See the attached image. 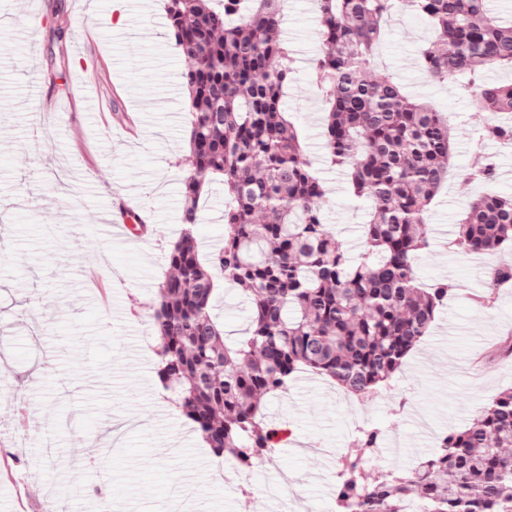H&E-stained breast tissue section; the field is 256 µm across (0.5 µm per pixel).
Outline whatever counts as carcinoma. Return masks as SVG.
<instances>
[{
	"mask_svg": "<svg viewBox=\"0 0 512 512\" xmlns=\"http://www.w3.org/2000/svg\"><path fill=\"white\" fill-rule=\"evenodd\" d=\"M282 0H166L167 29L190 65L182 72L189 117L183 160V229L167 253L153 330L158 376L212 453L250 468L277 432L262 398L302 368L369 399L426 336L452 285L425 287L414 271L427 244L429 205L448 179V121L377 70L384 19L397 0H319L323 52L313 67L326 102L325 137L354 198L370 203L364 254L351 258L324 223L326 190L281 107L292 79L279 38ZM435 41L419 54L440 80L466 79L483 112L512 113V22L487 0H411ZM483 138L512 142L490 120ZM224 185V241L212 268L195 228L204 188ZM464 254L512 251V195L474 198L456 224ZM252 306L248 335L229 344L212 312L214 272ZM512 284V264L492 268L489 292ZM379 432L368 429L339 464L336 512H512V388L412 470L370 471Z\"/></svg>",
	"mask_w": 512,
	"mask_h": 512,
	"instance_id": "obj_1",
	"label": "carcinoma"
}]
</instances>
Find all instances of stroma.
I'll list each match as a JSON object with an SVG mask.
<instances>
[{"label":"stroma","instance_id":"obj_1","mask_svg":"<svg viewBox=\"0 0 512 512\" xmlns=\"http://www.w3.org/2000/svg\"><path fill=\"white\" fill-rule=\"evenodd\" d=\"M0 0V512H245L281 477L297 495L272 500L265 512H298L299 503L333 512L338 462L358 431L381 432L375 469H408L431 454L449 429L465 426L500 391L512 387V287L488 294L491 267L502 253L466 255L451 232L481 194L468 171L482 158L496 167L495 190L512 191L505 171L512 146L480 138L486 119L454 81L429 78L419 53L433 34L415 13L396 9L378 64L406 92L442 112L452 128L449 172L433 200L427 248L417 256L420 282L454 285L435 328L376 397L361 404L320 374L303 369L286 390L266 396V424L281 433L277 469L244 472L231 484L215 478L216 462L192 423L163 393L157 341L150 325L157 287L168 274L164 255L180 221L187 116L180 102L185 61L166 38L164 0H141L138 13L113 18L124 0H103L82 17L74 0ZM280 37L294 74L284 108L297 126L306 159L327 188L326 224L353 257L364 251L369 205L355 201L343 168L331 163L323 136L325 103L313 77L322 53L315 0H284ZM153 30L149 39L117 38L118 28ZM87 69L101 103L86 111L77 79ZM146 115L138 147L115 144L112 128L128 124L129 101ZM139 191L155 236L138 253L112 242L101 212ZM224 188L204 193L196 228L202 256L222 244ZM228 341L251 320L247 298L221 285L215 307ZM454 321L443 338L439 327Z\"/></svg>","mask_w":512,"mask_h":512}]
</instances>
